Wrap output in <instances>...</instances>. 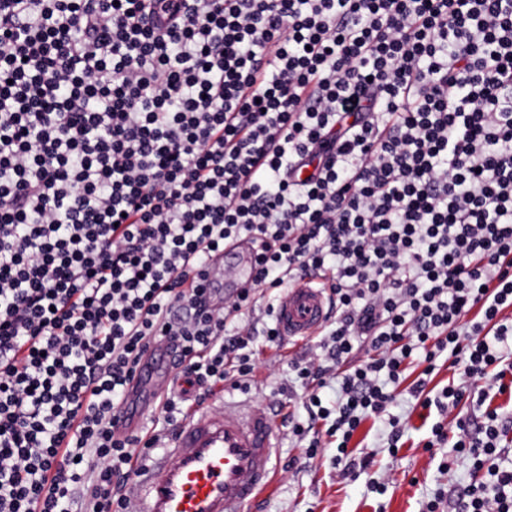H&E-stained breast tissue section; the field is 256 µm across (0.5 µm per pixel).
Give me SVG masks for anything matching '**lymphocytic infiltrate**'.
Instances as JSON below:
<instances>
[{
  "label": "lymphocytic infiltrate",
  "mask_w": 512,
  "mask_h": 512,
  "mask_svg": "<svg viewBox=\"0 0 512 512\" xmlns=\"http://www.w3.org/2000/svg\"><path fill=\"white\" fill-rule=\"evenodd\" d=\"M244 241L215 306L206 262ZM315 277L334 316L277 390L304 459L367 472L349 444L374 419L398 447L406 393L441 469L487 473L424 512H512V0H0V512H131L189 405L258 376L256 311L282 347L272 296ZM153 343L194 395L127 432Z\"/></svg>",
  "instance_id": "1"
}]
</instances>
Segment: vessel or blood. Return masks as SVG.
<instances>
[{"label": "vessel or blood", "mask_w": 512, "mask_h": 512, "mask_svg": "<svg viewBox=\"0 0 512 512\" xmlns=\"http://www.w3.org/2000/svg\"><path fill=\"white\" fill-rule=\"evenodd\" d=\"M209 282L227 295L250 282L246 246L210 264ZM330 315L323 288L302 282L281 294L275 317L283 336H314ZM170 348H151L138 374V409L147 411L175 384ZM276 425L264 408L225 398L192 413L169 448L149 458L126 486L136 512H250L273 487Z\"/></svg>", "instance_id": "b4317fda"}]
</instances>
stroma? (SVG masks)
Here are the masks:
<instances>
[{
    "instance_id": "35a3bbf8",
    "label": "stroma",
    "mask_w": 512,
    "mask_h": 512,
    "mask_svg": "<svg viewBox=\"0 0 512 512\" xmlns=\"http://www.w3.org/2000/svg\"><path fill=\"white\" fill-rule=\"evenodd\" d=\"M303 352L300 342L279 350L260 348L259 359L265 369L259 382L234 390V397L261 407H274L273 391L288 380V359ZM395 413L406 422L397 454L382 448L385 427L380 422L366 421L354 436L351 445L355 451L376 453L373 475L363 474L356 479H341L325 458L301 463V451L289 442L287 428L277 427V478L260 506L261 512H422L424 501L435 489L472 481L469 464L464 460L459 461L453 472L439 473L438 457L423 447L434 419L416 408L411 397L402 396ZM293 458L298 464L292 469L288 462ZM374 476L384 479L385 494L370 491L369 480Z\"/></svg>"
}]
</instances>
